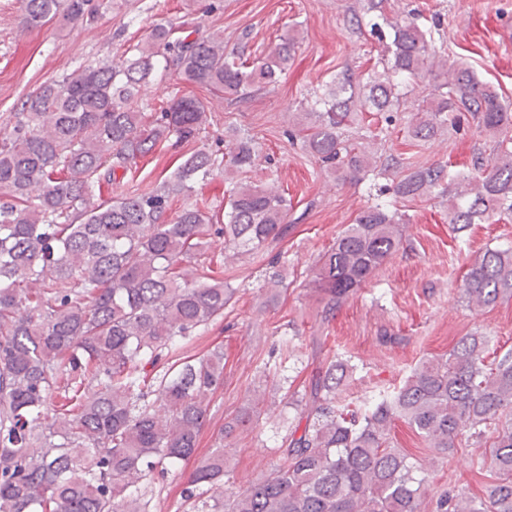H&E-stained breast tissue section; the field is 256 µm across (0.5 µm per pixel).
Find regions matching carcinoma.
Listing matches in <instances>:
<instances>
[{"label":"carcinoma","instance_id":"obj_1","mask_svg":"<svg viewBox=\"0 0 512 512\" xmlns=\"http://www.w3.org/2000/svg\"><path fill=\"white\" fill-rule=\"evenodd\" d=\"M389 0L367 12L390 28V67L355 85L344 74L301 114L302 146L344 177L387 167L344 135L352 114L385 115L405 104L401 80L428 95L407 128L413 141L434 137L467 113L501 134L497 160L474 176L444 166L411 168L395 193L414 201L448 196L450 224L512 215V111L466 64L442 59L434 34L413 11L385 16ZM23 24L92 21L94 0H21ZM157 24L147 40L42 84L21 111L0 122V512H145L130 487L182 461H195L187 499L200 484L213 491L211 512H421L425 479L413 475L391 436L401 421L428 447L449 454L456 441L488 448L494 480L479 498L439 494L437 512H512V353L488 359L483 333L461 337L446 354L422 362L391 392L356 409L336 404L352 366L323 362L283 441L285 463L266 479L224 490V446L197 456L207 396L224 387V343L197 359L169 353L224 316L236 289L211 275L224 254L257 252L284 239L288 199L273 186L239 183L220 216L170 201L230 168L246 173L258 153L237 135L228 153L182 155L171 176L148 192L100 203L96 191L132 170L160 142L177 148L208 120L195 95L160 112L138 106L143 86L175 73L224 94H248L283 73L298 44L285 37L252 65L224 52L217 34L170 40ZM402 215L375 203L336 237L314 269L324 316L376 277L404 249ZM224 239V253L209 254ZM467 301L487 307L512 294V247L488 248L466 272ZM255 398L224 425L222 440L258 421Z\"/></svg>","mask_w":512,"mask_h":512}]
</instances>
